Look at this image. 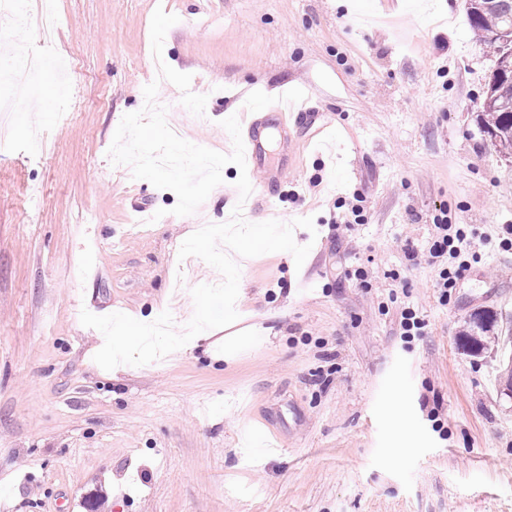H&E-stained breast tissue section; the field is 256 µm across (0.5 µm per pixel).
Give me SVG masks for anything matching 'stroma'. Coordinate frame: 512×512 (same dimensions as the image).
Here are the masks:
<instances>
[{"mask_svg":"<svg viewBox=\"0 0 512 512\" xmlns=\"http://www.w3.org/2000/svg\"><path fill=\"white\" fill-rule=\"evenodd\" d=\"M27 2L0 41L6 62L11 44L46 55L0 135V512H512L507 361L457 348L478 309L512 333V162L478 129L493 57L466 0H57L48 43ZM159 7L178 18L164 61L208 97L200 118L158 82L189 142L223 151L222 120L283 87L312 93L339 156L292 127L273 180L248 173L259 217L312 218L303 265L242 259L235 323L107 371L81 311L167 310L180 331L192 288L222 280L198 258L173 280L182 242L227 222L220 190L176 216L173 191L108 156L156 82ZM357 198L367 223H343ZM443 210L491 238L444 305L422 258ZM406 307L427 323L409 344ZM259 430L282 451L253 449Z\"/></svg>","mask_w":512,"mask_h":512,"instance_id":"35a3bbf8","label":"stroma"}]
</instances>
